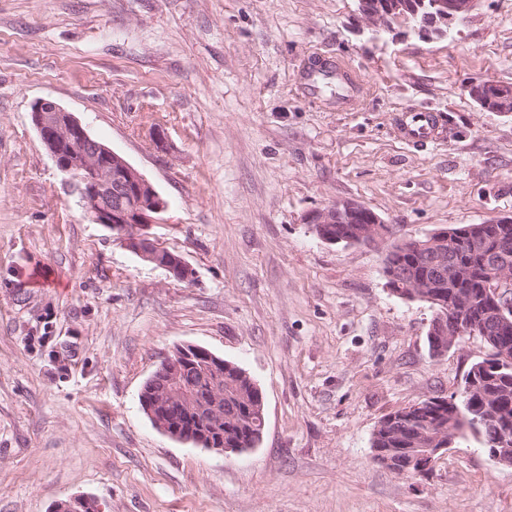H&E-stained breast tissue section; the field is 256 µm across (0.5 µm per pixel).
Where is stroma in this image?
Wrapping results in <instances>:
<instances>
[{
    "mask_svg": "<svg viewBox=\"0 0 512 512\" xmlns=\"http://www.w3.org/2000/svg\"><path fill=\"white\" fill-rule=\"evenodd\" d=\"M316 55L356 69L351 105L307 91ZM474 80L512 85V0L434 41L374 38L357 0H0V512L75 496L99 512H512V467L473 438L422 479L373 462L385 415L458 392L488 348L431 355L434 310L390 292L385 247L305 222L336 200L411 238L512 220V113L481 108ZM39 98L167 201L150 234L188 279L91 223L32 122ZM411 108L441 111L447 138L401 142ZM187 344L262 392L256 448L153 428L138 395Z\"/></svg>",
    "mask_w": 512,
    "mask_h": 512,
    "instance_id": "1",
    "label": "stroma"
}]
</instances>
